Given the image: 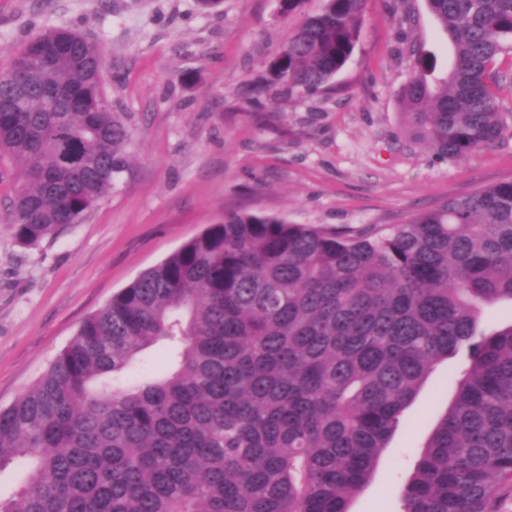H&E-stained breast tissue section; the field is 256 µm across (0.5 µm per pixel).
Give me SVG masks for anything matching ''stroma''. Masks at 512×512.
<instances>
[{"instance_id": "obj_1", "label": "stroma", "mask_w": 512, "mask_h": 512, "mask_svg": "<svg viewBox=\"0 0 512 512\" xmlns=\"http://www.w3.org/2000/svg\"><path fill=\"white\" fill-rule=\"evenodd\" d=\"M305 0H0V70L31 36L80 32L105 58L103 89L125 124L128 164L79 224L39 246L0 220V407L32 387L80 323L143 271L223 219L250 211L294 224L380 228L512 177V62L498 93L507 129L468 159L442 161L405 134L396 91L419 45L448 70L453 50L425 0H367L357 46L329 91L253 104ZM464 355L438 363L350 512H397Z\"/></svg>"}]
</instances>
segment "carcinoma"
Returning a JSON list of instances; mask_svg holds the SVG:
<instances>
[{
  "instance_id": "cac0c4a2",
  "label": "carcinoma",
  "mask_w": 512,
  "mask_h": 512,
  "mask_svg": "<svg viewBox=\"0 0 512 512\" xmlns=\"http://www.w3.org/2000/svg\"><path fill=\"white\" fill-rule=\"evenodd\" d=\"M252 84L316 92L351 57L366 0H321ZM453 48L413 50L397 90L408 138L463 160L505 130L512 0H426ZM51 28L0 71V162L22 180L6 209L35 247L81 223L125 168L128 133L98 99L103 56ZM512 178L388 229L232 212L87 317L48 370L0 407V472L26 483L0 512H349L434 366L466 348L452 405L422 447L399 512H502L512 491ZM160 375L134 368L158 342Z\"/></svg>"
}]
</instances>
